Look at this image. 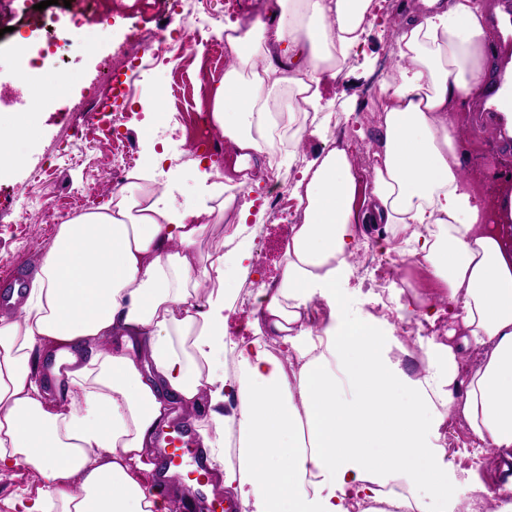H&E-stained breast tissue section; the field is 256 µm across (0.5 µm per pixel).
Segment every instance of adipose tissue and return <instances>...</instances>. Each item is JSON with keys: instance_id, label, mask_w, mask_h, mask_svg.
Masks as SVG:
<instances>
[{"instance_id": "ef3b65f1", "label": "adipose tissue", "mask_w": 512, "mask_h": 512, "mask_svg": "<svg viewBox=\"0 0 512 512\" xmlns=\"http://www.w3.org/2000/svg\"><path fill=\"white\" fill-rule=\"evenodd\" d=\"M374 0H273L268 18L230 24L231 62L210 91V120L243 157L274 162L278 112H320L321 87L342 77L365 40ZM494 34L483 0H418L400 27L396 65L380 84L370 194L334 147L293 187L304 213L279 280L261 287L251 338L234 344L238 408L218 411L228 380L213 366L224 343L220 255L196 260L210 221L250 204L182 208L152 175L116 206L59 225L17 316L0 317V470L31 468L41 487L23 512H169L151 446L173 406L212 411L202 448L241 512H479L448 483L439 431L445 410L480 441L512 454V247L487 231V210L458 152L451 118L482 90ZM409 230L461 322L452 344L427 345L420 378L391 358L392 324L349 315L340 282L363 225ZM331 312L307 324L313 299ZM280 337L281 354L262 339ZM240 433L238 466L215 439Z\"/></svg>"}]
</instances>
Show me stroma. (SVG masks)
I'll return each instance as SVG.
<instances>
[{
	"instance_id": "35a3bbf8",
	"label": "stroma",
	"mask_w": 512,
	"mask_h": 512,
	"mask_svg": "<svg viewBox=\"0 0 512 512\" xmlns=\"http://www.w3.org/2000/svg\"><path fill=\"white\" fill-rule=\"evenodd\" d=\"M376 3L369 36L357 57L349 62L345 78L327 83L322 92L338 118L332 125L324 122L308 126L301 143L291 150L292 178H300L307 163L332 142L351 150L374 149L372 136L378 123L372 109L378 84L392 65V48L406 14V0ZM167 6L166 12L147 15L127 9L113 26L88 44L83 38L69 37L62 5L52 6L44 27L33 32L23 26L33 0H0V86L14 84V57L21 45L34 51L35 66L65 80L64 85L55 87L53 100L31 114L32 133L13 144L16 159L7 174L0 176V298L6 293V285L26 287L57 232L55 225L46 223L44 214L23 210L25 197L39 196L63 207L70 203L74 191L82 189L101 207L114 195L107 168L112 145L95 139L88 113L73 109L75 103L91 101L100 85L117 80L131 92L119 127L130 171L150 169L154 154L162 153L166 159L156 176L161 179L170 171H178L179 180L173 189L178 203H197L196 180L203 170L219 192L238 189L240 200L267 209L268 187L263 180L257 177L249 186L236 187V154L208 157L205 168L200 169L189 152L184 133L195 112L202 109L197 81L214 61L206 37L197 38L185 57L171 58L141 72L132 68L118 73L112 70V55L118 45L138 38L143 29L160 27L170 12L186 15L196 9L195 0H168ZM456 123L468 152L467 169L478 189L484 197H500L504 187L497 176L512 170V139L502 142L493 138L494 119L488 113L474 112L469 102L457 110ZM291 227L292 218L287 214L265 219L259 227V239L251 240L250 245L255 248L267 243L266 255L251 256L248 273L226 269L225 287L236 297V308L225 322L227 338H236L239 324H252L259 308L256 298L260 285H272L279 278ZM384 235V230L377 228L361 240L343 282L347 308L368 317L384 304L396 315L409 306L413 319H421V302L435 303L444 295L445 287L431 276L427 265L388 251ZM384 261L397 264L400 272L398 289L387 294L374 274L375 264ZM445 434L453 444L447 453L448 479L457 499L463 502L471 486L488 484V470L474 452L479 442L463 419L448 414Z\"/></svg>"
}]
</instances>
